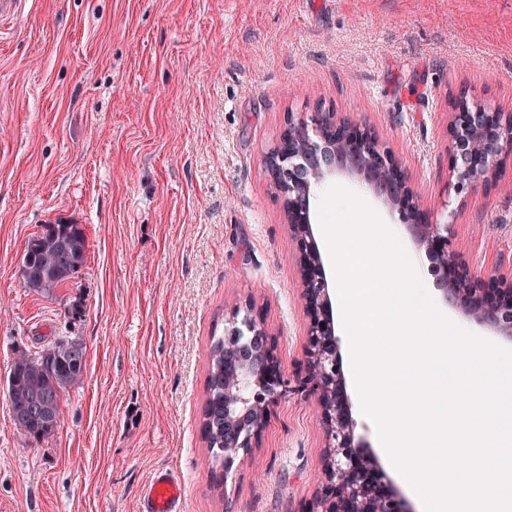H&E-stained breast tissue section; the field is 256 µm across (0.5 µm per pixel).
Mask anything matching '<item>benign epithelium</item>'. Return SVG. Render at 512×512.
Here are the masks:
<instances>
[{
  "mask_svg": "<svg viewBox=\"0 0 512 512\" xmlns=\"http://www.w3.org/2000/svg\"><path fill=\"white\" fill-rule=\"evenodd\" d=\"M319 140L288 118V141L309 162L310 177L288 162L283 178L294 202L284 205L300 259L301 298L309 319L299 387L313 396L326 440L318 491L307 512H411L375 452L356 434L339 356L328 281L309 210L312 188L337 171L358 177L396 211L434 261L445 301L476 323L512 338V273L477 274L453 249L449 224L429 220L395 156L367 126L334 112L315 114ZM512 152V113L466 107L448 119L447 185L461 195L490 185ZM288 392L278 343L252 302L236 307L224 326V472L260 445L270 407Z\"/></svg>",
  "mask_w": 512,
  "mask_h": 512,
  "instance_id": "obj_1",
  "label": "benign epithelium"
}]
</instances>
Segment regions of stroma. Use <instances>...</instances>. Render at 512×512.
<instances>
[{
  "label": "stroma",
  "mask_w": 512,
  "mask_h": 512,
  "mask_svg": "<svg viewBox=\"0 0 512 512\" xmlns=\"http://www.w3.org/2000/svg\"><path fill=\"white\" fill-rule=\"evenodd\" d=\"M463 91L512 111V0H29L0 34V512H138L157 468L190 512H304L326 445L313 397L274 404L221 492L200 433L210 345L236 303L262 308L289 379L307 343L263 156L319 108L365 124L473 271L512 265V156L495 187H447ZM334 186L397 225L445 315L512 349L445 303L425 251L360 180L327 176L311 207ZM58 221L83 225L87 259L45 298L18 269ZM63 336L85 342L87 370L36 444L6 378L17 351Z\"/></svg>",
  "instance_id": "35a3bbf8"
}]
</instances>
